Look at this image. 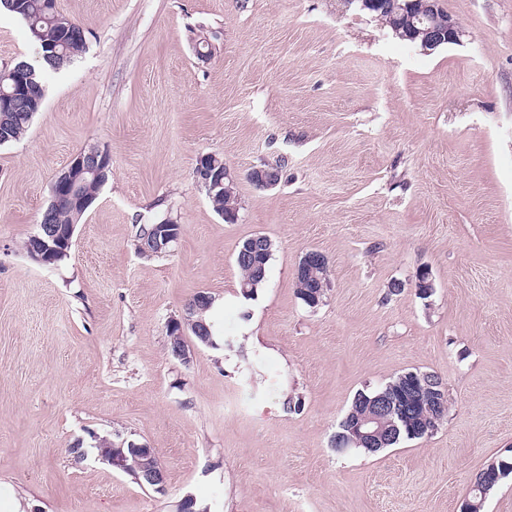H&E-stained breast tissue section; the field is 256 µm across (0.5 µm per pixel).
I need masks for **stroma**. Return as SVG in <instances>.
Segmentation results:
<instances>
[{
  "mask_svg": "<svg viewBox=\"0 0 512 512\" xmlns=\"http://www.w3.org/2000/svg\"><path fill=\"white\" fill-rule=\"evenodd\" d=\"M439 5L462 35L426 52L343 0H59L88 48L0 146V490L24 512H177L189 495L210 512H462L512 457V0ZM38 57L0 12V70ZM90 147L112 177L67 258L37 263L24 241ZM207 153L235 178L236 223L196 177ZM277 165L274 188L248 178ZM163 213L177 242L139 254ZM257 233L273 251L248 297L235 255ZM309 251L329 262L315 308L295 287ZM199 291L237 347L189 334L185 364L168 322ZM408 370L445 385L438 429L334 452L355 395ZM98 437L154 448L164 492L100 460ZM501 461H504L506 463L511 464L507 458L501 459L495 463H492L489 465L482 473H486L489 479V482L492 483L491 486L486 487L481 482H479V477L482 473L479 474V476L476 479V486L477 489H472V499L469 500V502L466 503L464 507V511H471V512H481V508L483 507V499H482V492L485 490H488L492 488L494 485L498 483V481L506 476L508 473L512 472L511 466H503Z\"/></svg>",
  "mask_w": 512,
  "mask_h": 512,
  "instance_id": "obj_1",
  "label": "stroma"
}]
</instances>
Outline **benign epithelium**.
<instances>
[{"mask_svg": "<svg viewBox=\"0 0 512 512\" xmlns=\"http://www.w3.org/2000/svg\"><path fill=\"white\" fill-rule=\"evenodd\" d=\"M407 17L408 27L401 32V37L411 42H418L423 50H434L442 45L456 43L460 40L461 30L453 18L441 25L435 15L439 8L438 0H424L417 5L414 0H405L398 5ZM107 155L104 151L91 147L79 152L53 185V202L83 201L81 196L82 179L87 174H96L105 167ZM196 177L203 185L213 181L219 185L233 183L234 176L227 168L218 167L215 155L205 154L198 158ZM248 178L256 186L272 188L276 186L281 175L271 168H254L248 173ZM180 227L173 224H158L151 239L143 241L141 253L155 255L167 250L179 238ZM72 233L64 234L58 228L48 223V216H43L39 224V233L34 235L38 245L35 261L49 265L54 262V254L64 252L69 248ZM326 264V258L319 252H308L303 257L302 267L297 270L298 276H314L315 268ZM211 295L207 292L187 304L184 315L170 320L168 334L185 336L191 330L202 333L198 321L194 319L197 310L208 303ZM446 390L442 383L431 375L424 373L407 377L397 393L389 391L377 393L364 400V411L356 414L349 421L346 431L338 432L333 439V447L346 452L350 449L363 447L367 450L386 448L395 440L397 424L395 420L404 415L415 414L424 410L418 418V432L429 436L436 431L440 411L446 406ZM100 457L123 473H132L143 478L154 490L160 491L165 483V471L153 449L133 440L127 444H112L107 453Z\"/></svg>", "mask_w": 512, "mask_h": 512, "instance_id": "7a95c632", "label": "benign epithelium"}]
</instances>
